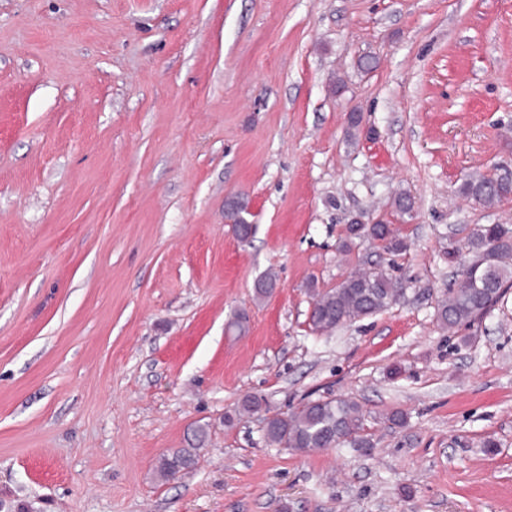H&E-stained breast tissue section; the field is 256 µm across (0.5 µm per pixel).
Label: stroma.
Wrapping results in <instances>:
<instances>
[{"mask_svg": "<svg viewBox=\"0 0 512 512\" xmlns=\"http://www.w3.org/2000/svg\"><path fill=\"white\" fill-rule=\"evenodd\" d=\"M497 170L512 0H0V498L512 512V293L465 333L434 320L470 230L512 225V198L459 192ZM356 218L408 251L340 250ZM390 261L399 302L311 332L310 288ZM248 394L273 414L353 399L374 448L267 446L262 416L225 422ZM198 426L197 469L160 479Z\"/></svg>", "mask_w": 512, "mask_h": 512, "instance_id": "obj_1", "label": "stroma"}]
</instances>
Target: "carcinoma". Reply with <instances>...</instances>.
I'll return each mask as SVG.
<instances>
[{
	"label": "carcinoma",
	"mask_w": 512,
	"mask_h": 512,
	"mask_svg": "<svg viewBox=\"0 0 512 512\" xmlns=\"http://www.w3.org/2000/svg\"><path fill=\"white\" fill-rule=\"evenodd\" d=\"M460 192L483 205H494L512 195V185L502 184L497 178L475 174L464 180ZM246 204L232 200L227 207V218L240 224L239 237L246 241L253 229L246 224L243 213ZM349 239L360 237L387 240L384 252L398 256L407 252L409 245L388 224H366L348 229ZM474 260L466 267L456 287L443 293L435 308V318L444 329H466L488 314L512 287V227L506 224H482L472 229L467 237ZM404 292L402 283L386 269L373 267L353 273L338 286L315 294L309 326L316 334H326L338 327L371 317L390 306ZM263 399L256 394L243 398L236 416L253 414L262 407ZM364 415L360 405L345 398L310 400L288 416L266 418L264 437L269 444L296 452L331 449L347 444L369 451L370 438L362 435ZM207 440V431L199 427L188 438L185 448H173L163 454L157 465L164 479L175 478L195 468L199 450Z\"/></svg>",
	"instance_id": "1"
}]
</instances>
